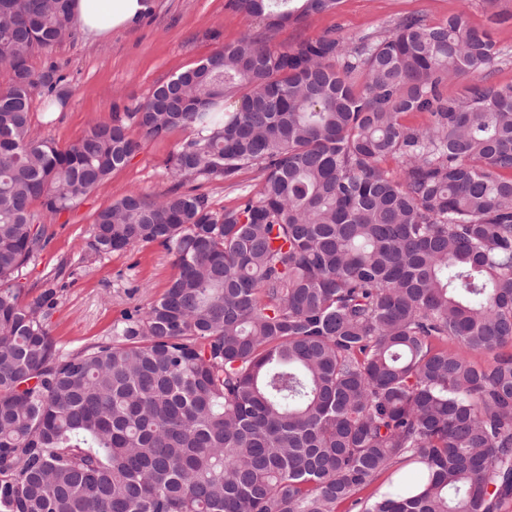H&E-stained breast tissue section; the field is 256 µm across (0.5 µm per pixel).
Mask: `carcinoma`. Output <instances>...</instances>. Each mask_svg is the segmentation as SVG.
Returning a JSON list of instances; mask_svg holds the SVG:
<instances>
[{
    "mask_svg": "<svg viewBox=\"0 0 512 512\" xmlns=\"http://www.w3.org/2000/svg\"><path fill=\"white\" fill-rule=\"evenodd\" d=\"M232 2L275 27L340 0ZM509 19L411 15L351 47L245 35L158 85L133 117L147 138L194 131L172 175L252 168L261 189L222 213L175 191L101 210L94 251L156 243L175 273L112 340L61 355L52 292L14 284L47 240L32 206L72 207L140 143L119 118L65 149L33 134L34 91L62 77L30 58L72 0H0V512H501L512 85L488 71ZM452 74L473 81L450 95Z\"/></svg>",
    "mask_w": 512,
    "mask_h": 512,
    "instance_id": "cac0c4a2",
    "label": "carcinoma"
}]
</instances>
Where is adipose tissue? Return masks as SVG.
I'll return each instance as SVG.
<instances>
[{"mask_svg":"<svg viewBox=\"0 0 512 512\" xmlns=\"http://www.w3.org/2000/svg\"><path fill=\"white\" fill-rule=\"evenodd\" d=\"M150 0H73V17L81 33L91 39L111 35L149 12Z\"/></svg>","mask_w":512,"mask_h":512,"instance_id":"1","label":"adipose tissue"}]
</instances>
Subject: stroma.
<instances>
[{"label":"stroma","mask_w":512,"mask_h":512,"mask_svg":"<svg viewBox=\"0 0 512 512\" xmlns=\"http://www.w3.org/2000/svg\"><path fill=\"white\" fill-rule=\"evenodd\" d=\"M153 5L137 24L113 30L107 38L89 39L73 29L52 49L31 58L36 72L63 77L53 92L40 88L33 96L32 129L37 135L64 149L95 122L120 116L129 136L141 143L104 185L72 208L42 217L49 242L17 278L26 301L55 290L48 328L64 353L111 339L113 327L127 313L146 310L174 273L170 256L154 243L137 244L120 254L89 249L99 211L130 191L156 197L175 190L206 195L212 209L221 212L237 207L243 193L261 188L251 169L243 170L233 184L220 178L178 181L171 176L166 161L192 137V130L147 139L126 117L158 84L247 34L275 48L330 32L352 44L364 35H387L407 15L439 22L463 12L472 23L482 24L490 11L512 12V0L492 5L487 0H342L335 12L270 28L235 9L231 0H153Z\"/></svg>","instance_id":"1"}]
</instances>
